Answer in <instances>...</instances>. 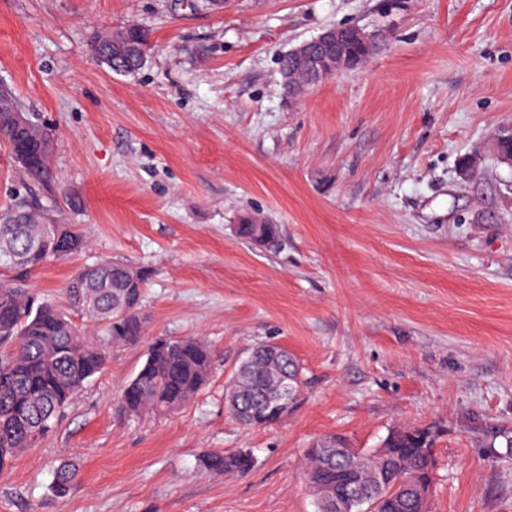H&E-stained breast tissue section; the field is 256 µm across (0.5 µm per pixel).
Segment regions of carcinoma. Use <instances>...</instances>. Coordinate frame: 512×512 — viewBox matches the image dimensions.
<instances>
[{"instance_id": "cac0c4a2", "label": "carcinoma", "mask_w": 512, "mask_h": 512, "mask_svg": "<svg viewBox=\"0 0 512 512\" xmlns=\"http://www.w3.org/2000/svg\"><path fill=\"white\" fill-rule=\"evenodd\" d=\"M129 46V61H115L112 71L129 74L144 61L141 45L148 43V32L138 24L97 41L99 54L107 41ZM282 73L291 84L304 86L320 81L315 73L295 65L289 54L279 58ZM0 141L7 144L18 164L26 194L15 205L28 202L32 186L50 178L49 134L32 120L22 122L8 91L0 92ZM42 213L32 211L22 224H0V272L16 268L31 270L51 258H62L84 248L86 238L75 224H43ZM237 236L253 242L257 235L254 215L243 214ZM104 281L102 288H85L86 269L79 270L66 285L70 303L91 319L101 321L114 344L137 345L144 336L141 312L142 291L148 271L118 260L95 263ZM106 364L97 343L87 336L61 307L38 299L19 280L0 279V469L28 448L36 447L52 431L78 392ZM212 357L200 339L170 338L161 347L151 342L138 373L122 388L118 413L126 418L144 414L173 412L190 401L211 373ZM279 368L294 385L302 382V368L286 349L280 350ZM270 363L263 344L256 346L239 365V384L226 401L227 411L245 428L270 425L281 420L271 413L266 393ZM321 441L308 451L309 476L315 490L317 512H325L322 488L336 486L342 475L355 471L368 459L383 479L375 484L364 478L366 512H428L427 502L416 498L414 487L420 480H433L436 467L434 438L425 430L408 426L392 429L377 449L352 448L331 464L323 459ZM215 473H247L252 458L246 452H213L203 460ZM75 469L65 465L57 472L53 490L67 495L75 479Z\"/></svg>"}]
</instances>
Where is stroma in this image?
Masks as SVG:
<instances>
[{
    "instance_id": "stroma-1",
    "label": "stroma",
    "mask_w": 512,
    "mask_h": 512,
    "mask_svg": "<svg viewBox=\"0 0 512 512\" xmlns=\"http://www.w3.org/2000/svg\"><path fill=\"white\" fill-rule=\"evenodd\" d=\"M131 23L149 51L118 74L92 44ZM341 25L375 35L367 63L288 95L280 55ZM0 87L49 133L46 223L87 240L26 286L63 306L85 266L150 272L144 344L108 345L0 471V512H315L311 444L402 424L435 433L429 512H512V167L488 147L512 125V0H0ZM245 212L275 245L236 237ZM157 337L205 340L211 377L176 412L120 418ZM265 342L299 360L301 395L247 429L225 386ZM222 450L250 471H207Z\"/></svg>"
}]
</instances>
